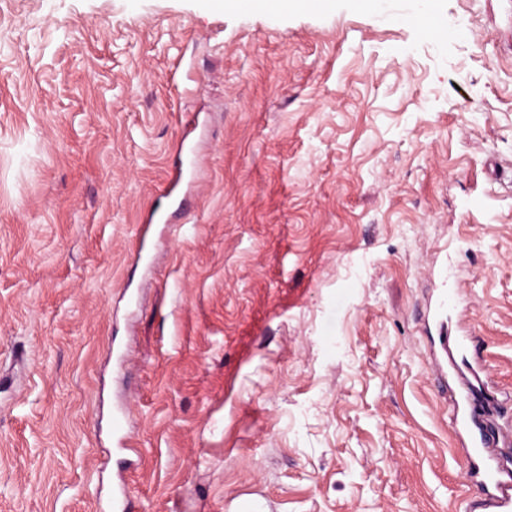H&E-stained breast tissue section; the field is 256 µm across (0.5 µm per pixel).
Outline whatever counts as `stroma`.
<instances>
[{
    "label": "stroma",
    "mask_w": 512,
    "mask_h": 512,
    "mask_svg": "<svg viewBox=\"0 0 512 512\" xmlns=\"http://www.w3.org/2000/svg\"><path fill=\"white\" fill-rule=\"evenodd\" d=\"M389 6L0 0V512L119 483L131 512L489 498L466 449L512 421V0H441L442 41Z\"/></svg>",
    "instance_id": "35a3bbf8"
}]
</instances>
